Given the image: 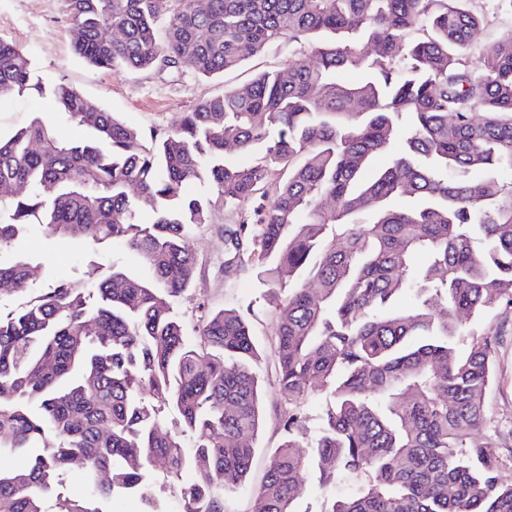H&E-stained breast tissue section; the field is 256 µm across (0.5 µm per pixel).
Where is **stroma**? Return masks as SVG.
Wrapping results in <instances>:
<instances>
[{
    "mask_svg": "<svg viewBox=\"0 0 512 512\" xmlns=\"http://www.w3.org/2000/svg\"><path fill=\"white\" fill-rule=\"evenodd\" d=\"M487 15V25L474 36V51H481L512 32V5L507 0H479ZM0 38L22 50L50 83L66 84L91 99L129 126L138 129L144 145L162 137L182 113L191 111L203 100L222 95L225 90L249 82L258 72L282 67L286 55L268 51L220 76H205L196 65L184 62L173 71H121L90 66L74 55V34L64 12L62 0H0ZM52 103L37 96L0 102V133L8 134L28 125L35 117H53ZM239 213L223 206L211 211L208 224L198 228L193 247L199 265L193 285L176 299L174 306L182 316L194 313L199 303L215 309L227 305L248 306L257 342L266 353L262 363L261 400L264 426L255 437L257 449L247 482L224 500L225 512H252L253 492L265 470L267 450L281 438L280 420L285 405L276 382L273 355L267 350L275 320V304L266 294L255 270L226 268L224 227L238 223ZM13 253L39 264V275L23 290L0 298V313L19 310L53 278H81L89 265L111 267L119 263L127 272L143 274L144 268L128 249L118 242H105L87 248L74 240L48 236L43 227L33 226L12 248ZM466 336L494 331V378L486 394L484 437L500 456L512 460V309L495 308L482 317L468 319Z\"/></svg>",
    "mask_w": 512,
    "mask_h": 512,
    "instance_id": "stroma-1",
    "label": "stroma"
}]
</instances>
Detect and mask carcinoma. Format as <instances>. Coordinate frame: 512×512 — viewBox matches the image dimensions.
<instances>
[{"label": "carcinoma", "instance_id": "carcinoma-1", "mask_svg": "<svg viewBox=\"0 0 512 512\" xmlns=\"http://www.w3.org/2000/svg\"><path fill=\"white\" fill-rule=\"evenodd\" d=\"M73 51L112 70L221 75L261 53L285 66L202 101L146 148L140 133L0 40V101L37 92L83 128L40 117L0 135V297L31 275L3 253L31 225L93 247L121 241L147 274L91 266L0 315V512H105L136 495L169 512L165 461L185 512H224L262 424L249 311L201 310L187 339L173 308L191 285L192 230L221 203L233 263L286 292L275 319L285 437L254 512H512V477L478 444L493 333L457 352L461 314L512 308V34L472 62L475 0H63ZM359 71L355 84L343 80ZM261 151L238 163L231 151ZM388 165L365 178L373 159ZM472 172L482 177L469 178ZM206 182L212 196L187 187ZM482 248L474 247L475 241ZM325 393L310 425L305 407ZM301 448L313 449L302 455ZM80 494L66 493L70 469Z\"/></svg>", "mask_w": 512, "mask_h": 512}]
</instances>
